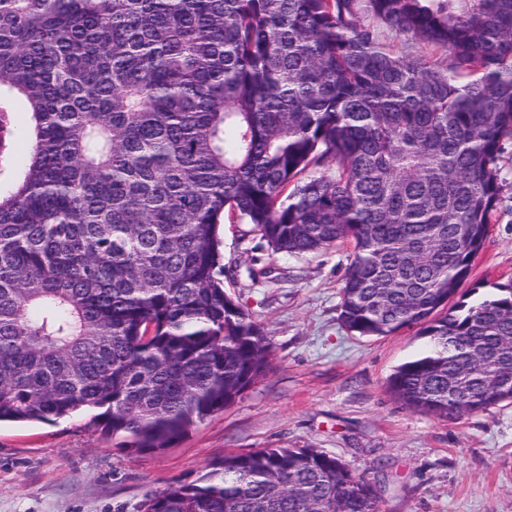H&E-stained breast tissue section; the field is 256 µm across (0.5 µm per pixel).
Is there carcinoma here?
Returning a JSON list of instances; mask_svg holds the SVG:
<instances>
[{
  "label": "carcinoma",
  "instance_id": "obj_1",
  "mask_svg": "<svg viewBox=\"0 0 512 512\" xmlns=\"http://www.w3.org/2000/svg\"><path fill=\"white\" fill-rule=\"evenodd\" d=\"M510 146L512 0H0V422L102 408L160 450L265 376L227 218L284 257L349 247L343 325L428 339L389 378L409 408L512 401V281L458 294ZM144 512L381 508L333 455L260 448Z\"/></svg>",
  "mask_w": 512,
  "mask_h": 512
}]
</instances>
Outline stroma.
<instances>
[{"instance_id":"35a3bbf8","label":"stroma","mask_w":512,"mask_h":512,"mask_svg":"<svg viewBox=\"0 0 512 512\" xmlns=\"http://www.w3.org/2000/svg\"><path fill=\"white\" fill-rule=\"evenodd\" d=\"M497 220L460 292L512 281V154ZM224 287L271 345L269 373L171 447L134 452L93 412L0 424V512H143L148 495L196 484L224 452L316 448L374 482L382 512H512V402L448 421L388 389L423 341L361 337L339 320L349 257L284 258L253 225L221 227ZM266 276H257V269Z\"/></svg>"}]
</instances>
